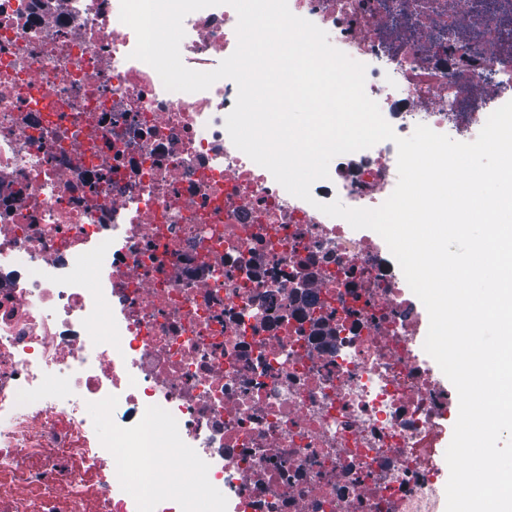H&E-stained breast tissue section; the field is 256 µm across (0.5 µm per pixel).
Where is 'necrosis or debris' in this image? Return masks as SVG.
Instances as JSON below:
<instances>
[{"mask_svg":"<svg viewBox=\"0 0 512 512\" xmlns=\"http://www.w3.org/2000/svg\"><path fill=\"white\" fill-rule=\"evenodd\" d=\"M288 6L365 64L398 136L477 133L486 93L512 100V0ZM119 15L0 0V512H436L458 402L402 271L315 207H379L396 145L297 198L232 143L236 83L167 90ZM237 22L189 14L184 65L217 68ZM117 448L169 462L136 485ZM411 300L415 303L419 315L421 317L420 325L418 328V334L416 336L417 341L422 345V358L426 361L434 379L443 387L447 388L452 394H454L457 398V392L453 386V384L449 381V379L443 374L437 363L425 352L423 348L424 340L427 334L429 318L428 313L419 300V298L415 295L414 297H410Z\"/></svg>","mask_w":512,"mask_h":512,"instance_id":"4bbe7bcc","label":"necrosis or debris"}]
</instances>
